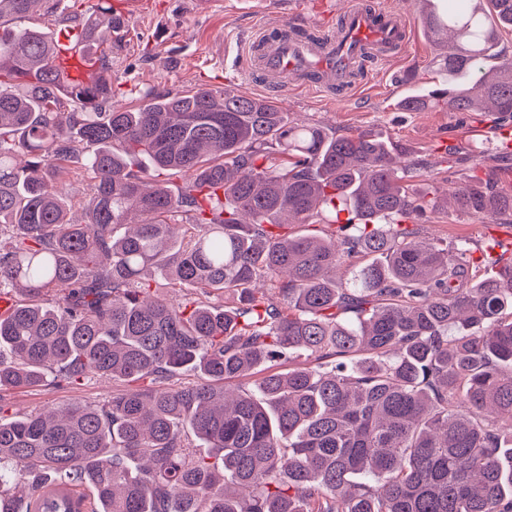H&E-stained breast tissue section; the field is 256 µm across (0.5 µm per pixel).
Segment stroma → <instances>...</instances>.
Here are the masks:
<instances>
[{
    "instance_id": "stroma-1",
    "label": "stroma",
    "mask_w": 512,
    "mask_h": 512,
    "mask_svg": "<svg viewBox=\"0 0 512 512\" xmlns=\"http://www.w3.org/2000/svg\"><path fill=\"white\" fill-rule=\"evenodd\" d=\"M377 2L409 16L410 40L398 55L369 63L362 86L342 100L289 87L271 91L236 58L263 25L285 27L300 16L313 27L335 28L345 0H112L124 26L117 33L102 30L100 48L108 54L113 83L122 89L225 88L272 101L298 121L339 134L382 133L406 147V162L421 173V189H443L471 176L493 179L499 191L512 194V161L502 157L512 144V121L502 122L491 113L398 110L399 99L434 86L439 73L417 20V0ZM448 145L459 147L460 153L445 163L441 157ZM503 231L512 233V214L482 221L452 208L434 214L422 227L424 235L469 243L477 258L495 249ZM123 387L120 381L91 380L78 390L48 386L7 392L0 403L12 412H35L74 401L102 402Z\"/></svg>"
}]
</instances>
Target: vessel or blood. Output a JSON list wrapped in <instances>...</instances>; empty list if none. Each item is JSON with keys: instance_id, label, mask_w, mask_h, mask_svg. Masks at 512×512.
I'll return each instance as SVG.
<instances>
[{"instance_id": "1", "label": "vessel or blood", "mask_w": 512, "mask_h": 512, "mask_svg": "<svg viewBox=\"0 0 512 512\" xmlns=\"http://www.w3.org/2000/svg\"><path fill=\"white\" fill-rule=\"evenodd\" d=\"M299 26L296 20L287 30L267 25L250 39L243 60L268 88L319 87L347 97L368 61L403 49L409 40L406 15L368 7L364 0H352L335 32L307 40L296 35ZM59 45V60L70 63L69 78L84 80L86 71L79 64L82 46L67 37L60 38Z\"/></svg>"}]
</instances>
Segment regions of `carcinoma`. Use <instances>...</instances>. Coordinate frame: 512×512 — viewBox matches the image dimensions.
Segmentation results:
<instances>
[{
	"mask_svg": "<svg viewBox=\"0 0 512 512\" xmlns=\"http://www.w3.org/2000/svg\"><path fill=\"white\" fill-rule=\"evenodd\" d=\"M422 2L445 80L398 108L512 118V61L487 65L512 0ZM36 3L0 0V392L127 386L0 420V512H58L48 479L86 512H512V258L416 227L450 204L492 220L512 195L430 197L382 136L225 88L115 107L105 55L71 82L21 25ZM74 20L86 49L122 26L109 0ZM75 159L79 221L59 187ZM258 368V392L225 387Z\"/></svg>",
	"mask_w": 512,
	"mask_h": 512,
	"instance_id": "carcinoma-1",
	"label": "carcinoma"
}]
</instances>
